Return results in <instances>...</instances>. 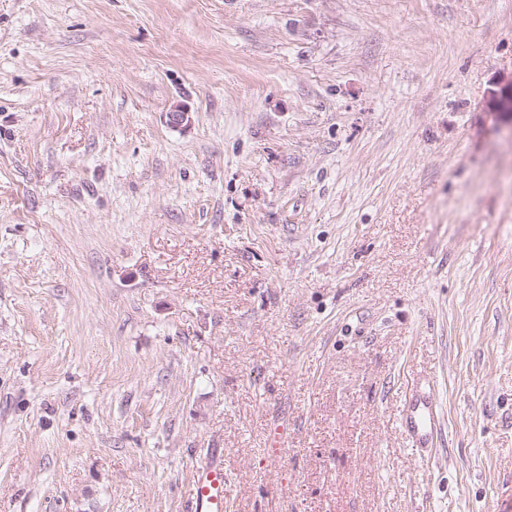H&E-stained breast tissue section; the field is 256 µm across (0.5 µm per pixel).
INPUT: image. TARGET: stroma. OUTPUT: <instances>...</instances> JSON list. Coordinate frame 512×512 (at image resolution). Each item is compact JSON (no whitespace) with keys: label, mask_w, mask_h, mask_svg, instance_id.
I'll list each match as a JSON object with an SVG mask.
<instances>
[{"label":"stroma","mask_w":512,"mask_h":512,"mask_svg":"<svg viewBox=\"0 0 512 512\" xmlns=\"http://www.w3.org/2000/svg\"><path fill=\"white\" fill-rule=\"evenodd\" d=\"M509 74L512 0H0V512H512ZM402 415V423L412 447L426 451L441 429V412L432 391L416 387ZM225 484L224 467L219 461L203 465L193 481L192 512H223Z\"/></svg>","instance_id":"obj_1"}]
</instances>
